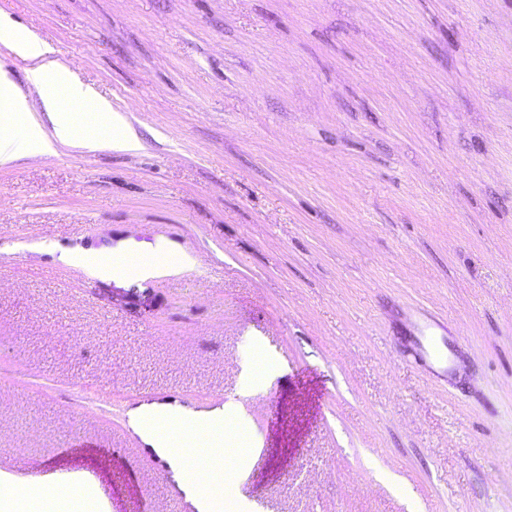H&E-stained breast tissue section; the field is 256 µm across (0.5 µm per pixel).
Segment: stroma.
<instances>
[{"label": "stroma", "mask_w": 512, "mask_h": 512, "mask_svg": "<svg viewBox=\"0 0 512 512\" xmlns=\"http://www.w3.org/2000/svg\"><path fill=\"white\" fill-rule=\"evenodd\" d=\"M0 9L144 142L0 168L17 512L51 461L97 473L87 512H192L128 413L234 392L262 452L223 491L259 512H512V0ZM159 242L194 268L62 260ZM265 354L279 369L242 388ZM121 255L126 258L137 257L138 276L143 280L156 278L165 275H174L185 272L195 265L192 256L185 252L171 251L165 244L157 245L153 251L147 253H136L124 247H117L110 252L101 250H90L85 254H72L65 257L66 263L85 276H97L110 278L118 272L113 268L112 258ZM170 255L176 256L169 259ZM157 256L159 260L150 259ZM171 258V257H170Z\"/></svg>", "instance_id": "obj_1"}]
</instances>
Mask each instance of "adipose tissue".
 <instances>
[{
	"label": "adipose tissue",
	"instance_id": "obj_1",
	"mask_svg": "<svg viewBox=\"0 0 512 512\" xmlns=\"http://www.w3.org/2000/svg\"><path fill=\"white\" fill-rule=\"evenodd\" d=\"M0 46L29 64L27 86H20L0 63V166L29 157H50L68 149L134 152L141 142L113 112L109 99L94 88L81 85L75 73L53 46L35 33L15 25L0 11ZM138 276L147 280L185 272L195 265L187 253H171L166 245L140 254ZM245 410L236 397L224 405L200 413L191 409L143 406L129 413L131 425L162 456L172 447L210 448L224 460L226 477H242L250 457L259 455L260 444L248 442L238 458L224 454L225 436H238Z\"/></svg>",
	"mask_w": 512,
	"mask_h": 512
}]
</instances>
